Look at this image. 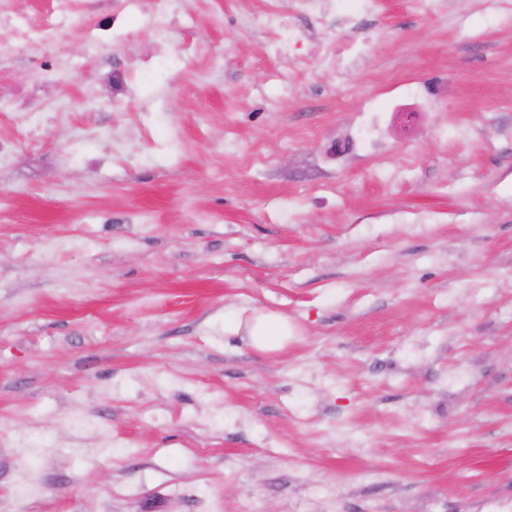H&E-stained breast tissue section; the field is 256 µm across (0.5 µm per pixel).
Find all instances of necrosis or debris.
Segmentation results:
<instances>
[{
	"label": "necrosis or debris",
	"mask_w": 512,
	"mask_h": 512,
	"mask_svg": "<svg viewBox=\"0 0 512 512\" xmlns=\"http://www.w3.org/2000/svg\"><path fill=\"white\" fill-rule=\"evenodd\" d=\"M13 0H0V72L6 64L27 50L38 47L42 53L33 63L35 76L26 86H12L0 82V112L16 113L25 126L23 138L0 137V163L8 160L19 141H35L47 111H61L62 106L51 93L56 72L89 70L105 46L122 47L138 37L153 42L152 59H133L123 67L112 68L98 82L103 96L113 105H127L138 97V90L153 61L167 60L191 64L198 58L201 45L192 33L197 19L193 12L183 9L179 0H122L121 14L108 15L98 23L81 26L82 16L91 11L90 0H38L29 12L14 9ZM373 0H295L297 15L325 22L330 13L340 12L351 17L371 9ZM256 25L270 30L276 37V52L285 57L294 54L299 42V31L291 17L275 7L252 14ZM80 26L85 53L80 57L59 58L49 51L56 35L73 26ZM180 32V40H173V32ZM438 98L436 89L422 87L411 96L410 105L389 100L369 99L366 115L361 123L344 130L330 146L333 157H342L360 151L378 148L381 120L384 113L426 112Z\"/></svg>",
	"instance_id": "1"
}]
</instances>
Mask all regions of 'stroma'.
I'll use <instances>...</instances> for the list:
<instances>
[{"label":"stroma","instance_id":"35a3bbf8","mask_svg":"<svg viewBox=\"0 0 512 512\" xmlns=\"http://www.w3.org/2000/svg\"><path fill=\"white\" fill-rule=\"evenodd\" d=\"M260 5L193 0L212 57L126 108L58 72L0 165V512H512V0H381L336 77ZM260 313L283 348L229 331ZM251 19L256 25L270 30L276 37V53L281 57L294 55L299 43L298 27L288 17L273 6H269L261 13L251 14ZM438 92L435 88L422 87L411 95V103L403 104L398 101L379 100L370 98L367 102L365 118L352 129H346L336 136V141L330 146L329 154L333 157H342L360 151L378 148L381 120L385 112H428L437 101ZM410 106L408 110L404 108ZM249 333L257 348L274 350L288 336V322L276 314L259 315L254 319Z\"/></svg>","mask_w":512,"mask_h":512}]
</instances>
